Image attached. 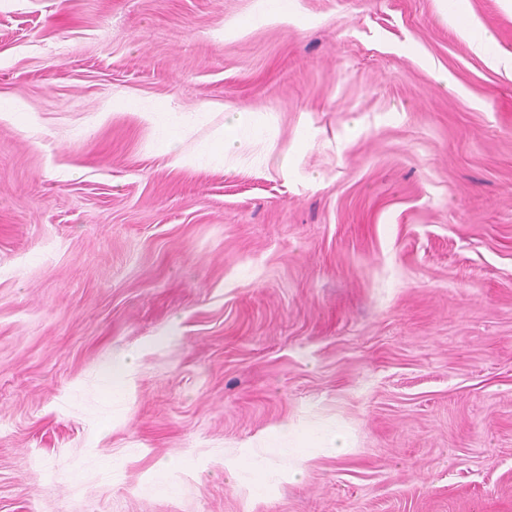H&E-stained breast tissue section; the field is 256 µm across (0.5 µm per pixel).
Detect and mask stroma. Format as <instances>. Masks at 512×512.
Masks as SVG:
<instances>
[{"label": "stroma", "instance_id": "obj_1", "mask_svg": "<svg viewBox=\"0 0 512 512\" xmlns=\"http://www.w3.org/2000/svg\"><path fill=\"white\" fill-rule=\"evenodd\" d=\"M0 512H512V0H0ZM167 103L133 112L140 122L152 128L159 151L169 158L172 168L205 167L223 170L230 152L249 139H264L271 153L276 150L275 134L262 112H226L224 122L215 112L201 106L191 112H174ZM208 130L206 139L190 148L195 136ZM273 455L282 458V465L270 474L276 479L294 478L302 467L314 456H337L348 447L345 431L335 423L317 430L300 429L293 424H285L269 444Z\"/></svg>", "mask_w": 512, "mask_h": 512}]
</instances>
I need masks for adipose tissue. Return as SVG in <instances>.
I'll return each mask as SVG.
<instances>
[{"label": "adipose tissue", "instance_id": "obj_1", "mask_svg": "<svg viewBox=\"0 0 512 512\" xmlns=\"http://www.w3.org/2000/svg\"><path fill=\"white\" fill-rule=\"evenodd\" d=\"M137 117L154 130L159 151L174 168L220 170L230 152L242 142L257 138L270 144L275 141L265 115L259 112H228L219 118L205 106L177 112L163 103L138 110ZM203 129L208 132L207 138L197 140V133ZM269 447L273 455L283 460L274 469V477L291 479L314 456L343 454L348 443L345 431L336 425L310 430L289 423L280 427Z\"/></svg>", "mask_w": 512, "mask_h": 512}]
</instances>
